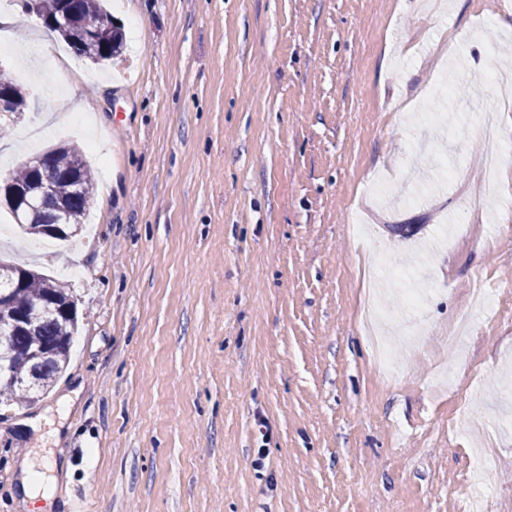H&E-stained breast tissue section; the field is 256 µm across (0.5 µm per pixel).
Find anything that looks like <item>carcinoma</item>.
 I'll return each mask as SVG.
<instances>
[{
  "label": "carcinoma",
  "mask_w": 512,
  "mask_h": 512,
  "mask_svg": "<svg viewBox=\"0 0 512 512\" xmlns=\"http://www.w3.org/2000/svg\"><path fill=\"white\" fill-rule=\"evenodd\" d=\"M46 26L55 29L82 58L108 65L119 58L123 33L108 12L105 0H39ZM9 94L14 112H24L31 91L0 69V93ZM16 185L51 187L50 202L27 222L18 223L28 235L67 240L80 233L96 192L83 151L75 145L50 148L9 174ZM12 313H21L31 330L0 337V404L27 406L49 390L65 370L69 346L77 329L76 303L68 289L35 270L0 262V294ZM45 360L34 364L32 355Z\"/></svg>",
  "instance_id": "1"
}]
</instances>
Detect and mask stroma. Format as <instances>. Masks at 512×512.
I'll return each instance as SVG.
<instances>
[{
	"label": "stroma",
	"instance_id": "stroma-1",
	"mask_svg": "<svg viewBox=\"0 0 512 512\" xmlns=\"http://www.w3.org/2000/svg\"><path fill=\"white\" fill-rule=\"evenodd\" d=\"M5 8L0 69L38 93L0 168L75 144L105 194L72 242L0 206V259L79 317L52 389L0 408V512L48 458L47 512L85 482L90 512H512V185L459 133L502 107L512 0H112L110 70ZM479 288L504 304L451 356Z\"/></svg>",
	"mask_w": 512,
	"mask_h": 512
}]
</instances>
